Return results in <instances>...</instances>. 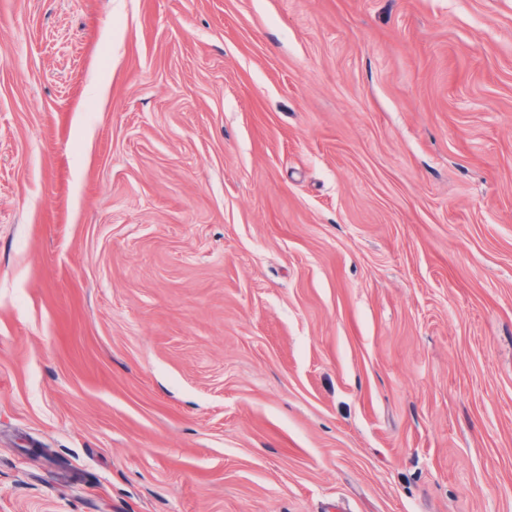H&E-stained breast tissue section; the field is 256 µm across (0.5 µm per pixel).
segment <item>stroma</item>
<instances>
[{"label": "stroma", "instance_id": "obj_1", "mask_svg": "<svg viewBox=\"0 0 512 512\" xmlns=\"http://www.w3.org/2000/svg\"><path fill=\"white\" fill-rule=\"evenodd\" d=\"M512 512V0H0V512Z\"/></svg>", "mask_w": 512, "mask_h": 512}]
</instances>
